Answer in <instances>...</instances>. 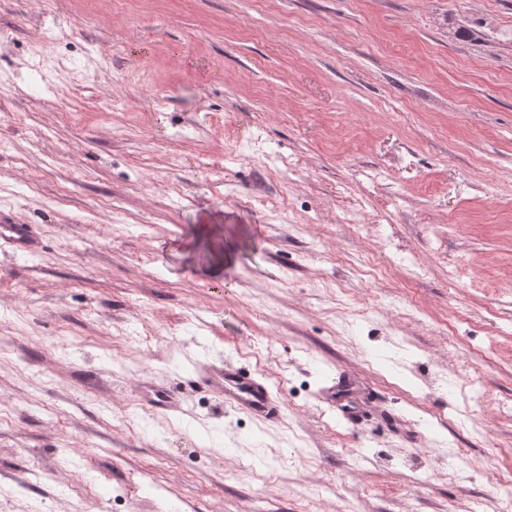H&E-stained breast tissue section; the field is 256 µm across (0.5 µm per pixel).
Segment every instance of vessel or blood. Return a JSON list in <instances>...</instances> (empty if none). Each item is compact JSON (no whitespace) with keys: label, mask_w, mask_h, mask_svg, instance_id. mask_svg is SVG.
I'll use <instances>...</instances> for the list:
<instances>
[{"label":"vessel or blood","mask_w":512,"mask_h":512,"mask_svg":"<svg viewBox=\"0 0 512 512\" xmlns=\"http://www.w3.org/2000/svg\"><path fill=\"white\" fill-rule=\"evenodd\" d=\"M0 242L24 249L30 245L29 227L25 224H1ZM189 385L207 393L220 394L226 407L243 411L262 420L280 418L282 401L268 383L246 368L218 360L197 369L188 378ZM142 397L147 405L160 413L179 412L183 399L173 386L150 387Z\"/></svg>","instance_id":"1"}]
</instances>
